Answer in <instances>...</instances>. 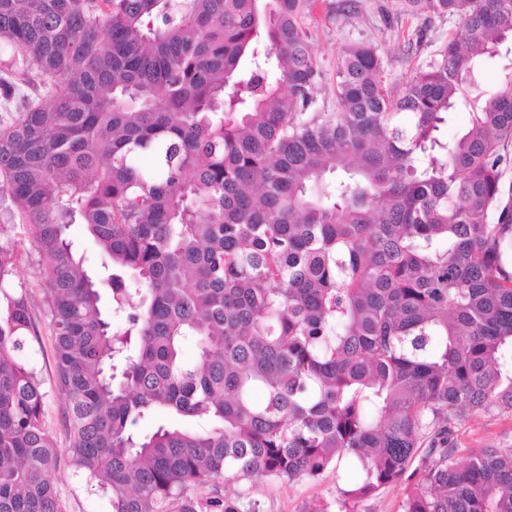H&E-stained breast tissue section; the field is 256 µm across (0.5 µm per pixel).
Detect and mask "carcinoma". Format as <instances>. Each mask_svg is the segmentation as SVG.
<instances>
[{
    "instance_id": "carcinoma-1",
    "label": "carcinoma",
    "mask_w": 512,
    "mask_h": 512,
    "mask_svg": "<svg viewBox=\"0 0 512 512\" xmlns=\"http://www.w3.org/2000/svg\"><path fill=\"white\" fill-rule=\"evenodd\" d=\"M308 7L0 0V96L39 91L0 124V199L48 273L72 465L112 512H256L257 482L344 459L352 500L406 481L403 512H512V448L450 447L512 412V70L476 80L512 0H402L459 29L397 99L346 45L336 113ZM15 268L0 241V512H61ZM69 236L75 248L84 254L86 258V268L99 277H106L110 272L102 267L98 253L89 246L84 226L81 224H73L70 227Z\"/></svg>"
}]
</instances>
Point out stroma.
Instances as JSON below:
<instances>
[{
	"label": "stroma",
	"instance_id": "1",
	"mask_svg": "<svg viewBox=\"0 0 512 512\" xmlns=\"http://www.w3.org/2000/svg\"><path fill=\"white\" fill-rule=\"evenodd\" d=\"M338 0H312L306 24L312 33V49L319 59L323 74L318 82L316 109L333 112L336 102L335 64L338 52L357 41L375 44L385 63V86L391 96H399L406 82L435 50L459 26L454 18L411 16L401 12L400 0H360L359 13L340 15ZM424 30L425 37L417 45H409L408 36ZM28 234L0 213V238L21 241L16 261L15 285L21 286L28 299L35 334L25 359L39 371L47 392L44 422L55 437L59 452L51 479L56 487L63 512H111L107 496L102 495L85 476L76 473L63 416L65 397L54 383V336L46 313V272L27 242ZM512 448V412L492 416L471 415L460 421L453 435L454 458L464 462L475 448ZM350 476L328 469L318 479L296 483L265 480L254 485L250 497L260 512H402L407 494L406 484L381 489L375 495L350 500L343 492Z\"/></svg>",
	"mask_w": 512,
	"mask_h": 512
}]
</instances>
